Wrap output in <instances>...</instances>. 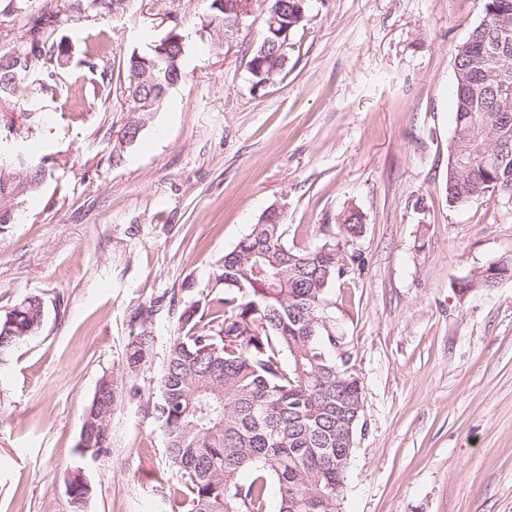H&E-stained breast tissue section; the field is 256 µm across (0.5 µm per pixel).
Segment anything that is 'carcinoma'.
I'll return each instance as SVG.
<instances>
[{
  "label": "carcinoma",
  "mask_w": 512,
  "mask_h": 512,
  "mask_svg": "<svg viewBox=\"0 0 512 512\" xmlns=\"http://www.w3.org/2000/svg\"><path fill=\"white\" fill-rule=\"evenodd\" d=\"M126 0H64L31 21L29 41L0 54V101L8 100L36 72L53 77L67 62L69 47L54 42L68 12L124 11ZM210 24L221 36L224 0H206ZM306 4L286 0L267 14L257 51L248 62L252 89L260 90L285 68L291 41L303 24ZM188 36L172 28L166 36L126 58L123 95L134 120L119 143L135 142L160 102L184 77ZM454 135L448 156V203L465 205L487 192L512 197V96L502 92L498 69L512 68V0H484L483 18L457 46ZM47 175L35 162L0 139V234L18 218L25 198ZM281 214L263 216L224 254L216 282L224 289L193 300L182 310L158 378L159 394L147 401L165 439L176 483L167 488L172 512H267L276 491L279 512H342L358 432L355 416L363 387L351 353L336 354V318L329 292L350 266L361 263L349 244L363 232L362 215L351 207L326 228L318 245H288ZM512 279V258L478 269L459 292L489 290ZM133 312L141 331L127 345L124 366L134 376L149 363L154 336L148 324L163 302ZM44 306L29 296L0 315V360L41 330ZM102 398L86 417L93 429L79 440L81 453L95 458L111 443V417L118 385L100 381ZM250 474L241 483L238 475ZM73 512L90 488L82 468L64 478Z\"/></svg>",
  "instance_id": "obj_1"
}]
</instances>
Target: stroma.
<instances>
[{
    "mask_svg": "<svg viewBox=\"0 0 512 512\" xmlns=\"http://www.w3.org/2000/svg\"><path fill=\"white\" fill-rule=\"evenodd\" d=\"M56 0H0V53ZM252 0L222 50L204 0H126L58 27L70 47L55 92L0 103V130L48 159L39 192L0 235V313L29 295L41 331L0 365V512H71L63 475L80 465L84 512H169L171 480L146 401L157 391L184 304L215 286L218 262L276 207L288 242L353 207L360 266L331 309L363 385L365 429L344 512H512V280L459 294L473 270L512 257V200L446 197L455 48L483 0H307L283 73L252 90L247 63L264 29ZM190 36L184 80L125 147L120 87L83 65H112L165 36ZM152 318L150 362L127 376L131 315ZM121 393L106 454L79 436L102 378Z\"/></svg>",
    "mask_w": 512,
    "mask_h": 512,
    "instance_id": "obj_1",
    "label": "stroma"
}]
</instances>
